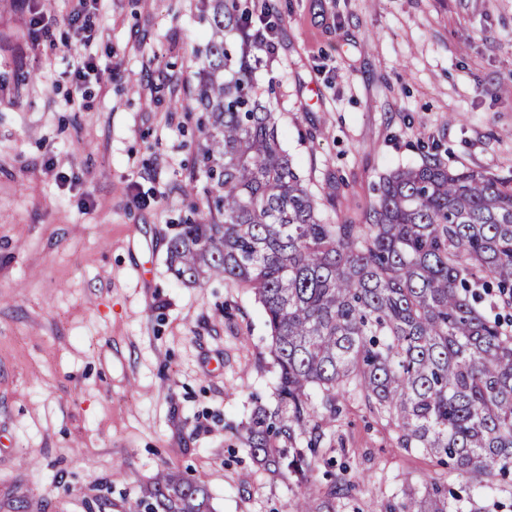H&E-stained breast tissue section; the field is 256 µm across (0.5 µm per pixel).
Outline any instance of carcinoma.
<instances>
[{"mask_svg":"<svg viewBox=\"0 0 512 512\" xmlns=\"http://www.w3.org/2000/svg\"><path fill=\"white\" fill-rule=\"evenodd\" d=\"M253 14V0H205L193 95L206 182L192 190L206 210L193 207L168 245L178 280L221 278L263 309L278 404L255 409L246 447L305 486L296 512H336L356 484L321 493L308 472L348 394L395 427L400 447L482 487L507 481L512 336L476 304L481 288L512 305V179L432 159L382 177L362 223H325L253 81ZM454 500L442 473L388 509L453 512ZM131 512L214 510L204 480L161 471Z\"/></svg>","mask_w":512,"mask_h":512,"instance_id":"obj_1","label":"carcinoma"}]
</instances>
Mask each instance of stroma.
Wrapping results in <instances>:
<instances>
[{
    "label": "stroma",
    "instance_id": "obj_1",
    "mask_svg": "<svg viewBox=\"0 0 512 512\" xmlns=\"http://www.w3.org/2000/svg\"><path fill=\"white\" fill-rule=\"evenodd\" d=\"M278 138L330 224L380 176L436 157L512 178V0H268ZM0 0V512H128L160 470L215 512H295L243 444L275 407L270 336L244 288L169 269L201 141V0ZM91 57L98 74L80 78ZM324 451L383 512L436 466L339 398Z\"/></svg>",
    "mask_w": 512,
    "mask_h": 512
}]
</instances>
